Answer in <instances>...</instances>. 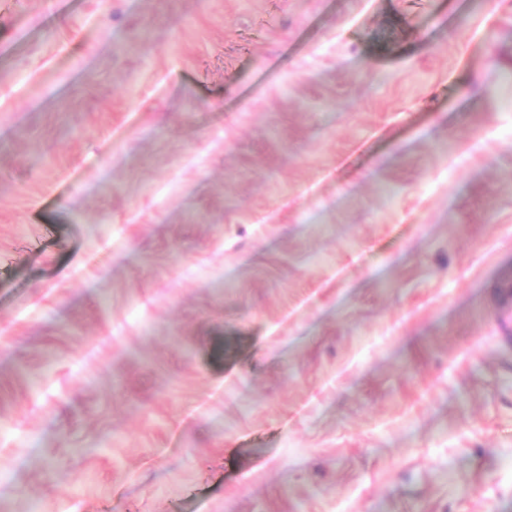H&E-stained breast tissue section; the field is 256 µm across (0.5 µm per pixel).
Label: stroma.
Returning a JSON list of instances; mask_svg holds the SVG:
<instances>
[{
	"label": "stroma",
	"instance_id": "stroma-1",
	"mask_svg": "<svg viewBox=\"0 0 512 512\" xmlns=\"http://www.w3.org/2000/svg\"><path fill=\"white\" fill-rule=\"evenodd\" d=\"M512 0H0V512H512Z\"/></svg>",
	"mask_w": 512,
	"mask_h": 512
}]
</instances>
